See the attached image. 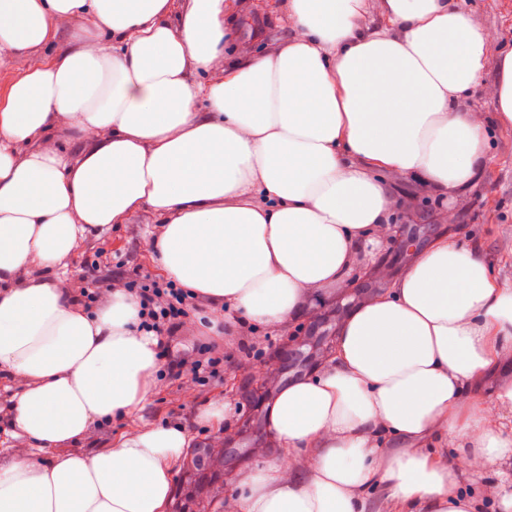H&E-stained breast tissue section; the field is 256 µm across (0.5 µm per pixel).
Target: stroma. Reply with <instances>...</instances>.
I'll list each match as a JSON object with an SVG mask.
<instances>
[{"mask_svg":"<svg viewBox=\"0 0 512 512\" xmlns=\"http://www.w3.org/2000/svg\"><path fill=\"white\" fill-rule=\"evenodd\" d=\"M462 6L488 38L484 76L463 103L464 109L482 113L493 130L482 174L466 191L443 197L433 195L416 179L395 181L384 172H377L376 177L384 184L389 197L406 211L403 236L410 239L411 245L407 251L394 254L383 243L363 241L354 263L376 267V283L368 285L359 295L318 294L305 302L300 315L288 327L310 331L311 340L294 355L287 354L280 343L270 348L269 353L277 358L278 366L268 380L269 396H276L280 387L319 368L321 337L335 336L337 325L349 308L383 294L390 283L406 272L417 254L438 238H448L460 247L480 249L495 278L512 282V239L500 231L501 225L512 226V125L498 124L491 96L500 56L512 49V0H463ZM233 10L236 44L242 52L253 54L287 40L286 6L281 0H233ZM158 221L157 215L144 211L125 223L112 225L107 231L87 235L82 249L68 258L63 269L65 278L78 279L94 260L110 270L120 265L127 270L137 268L154 276L162 275L163 269L151 248L152 226ZM249 361V356L236 353L234 364L224 371L223 381L202 393L183 380L155 385L143 410L113 419L111 433L73 443L70 449L88 453L117 447L123 434L135 425L176 424L184 427L193 440L197 439L200 428L205 427L214 444L227 446L216 468L218 478L211 493L227 498L237 495L236 472L247 466L262 467L282 452L267 427L265 410L255 409L251 398L244 393L248 379L245 365ZM507 384H512V354L482 377L473 391L477 400L490 405V417L496 420L498 429L512 433V412L491 405L497 391ZM223 403L231 406L224 421L217 425L204 424L201 413ZM251 413L256 416V428L237 436L233 443H225V433L235 429L242 415Z\"/></svg>","mask_w":512,"mask_h":512,"instance_id":"obj_1","label":"stroma"}]
</instances>
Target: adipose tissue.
<instances>
[{"mask_svg":"<svg viewBox=\"0 0 512 512\" xmlns=\"http://www.w3.org/2000/svg\"><path fill=\"white\" fill-rule=\"evenodd\" d=\"M289 0L287 43L226 55V0H0V50L23 60L56 20L87 15L70 50L27 67L0 103V375L18 380L12 434L39 449L143 408L157 339L122 290L83 310L54 268L79 238L144 210L153 250L213 311L284 324L316 290L341 292L361 239L390 223L374 170L439 195L469 186L488 127L461 103L487 37L458 0ZM78 156L40 144L57 118ZM27 146L19 154V146ZM512 351V288L478 249L440 238L390 292L342 318L336 355L282 387L269 427L284 456L237 475L221 512H474L462 468L512 452L469 390ZM453 439L460 456L426 448ZM391 441L380 453L381 441ZM187 446L178 425L134 428L106 451L0 465V512H166ZM306 457L307 472L296 460Z\"/></svg>","mask_w":512,"mask_h":512,"instance_id":"ef3b65f1","label":"adipose tissue"}]
</instances>
